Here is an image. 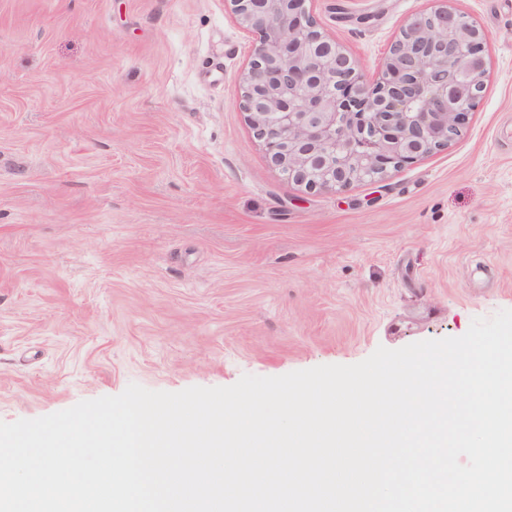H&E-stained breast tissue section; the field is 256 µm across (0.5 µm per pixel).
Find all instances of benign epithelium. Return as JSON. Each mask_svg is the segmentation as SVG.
Wrapping results in <instances>:
<instances>
[{
    "label": "benign epithelium",
    "instance_id": "1",
    "mask_svg": "<svg viewBox=\"0 0 512 512\" xmlns=\"http://www.w3.org/2000/svg\"><path fill=\"white\" fill-rule=\"evenodd\" d=\"M228 2L259 35L242 109L271 164L308 190L345 191L447 148L482 97L488 35L448 0L404 23L373 85L306 0Z\"/></svg>",
    "mask_w": 512,
    "mask_h": 512
}]
</instances>
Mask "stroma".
<instances>
[{"label": "stroma", "instance_id": "obj_1", "mask_svg": "<svg viewBox=\"0 0 512 512\" xmlns=\"http://www.w3.org/2000/svg\"><path fill=\"white\" fill-rule=\"evenodd\" d=\"M447 149L306 190L240 107L227 0H0V422L132 383L350 365L512 309V0ZM432 0H310L368 82Z\"/></svg>", "mask_w": 512, "mask_h": 512}]
</instances>
